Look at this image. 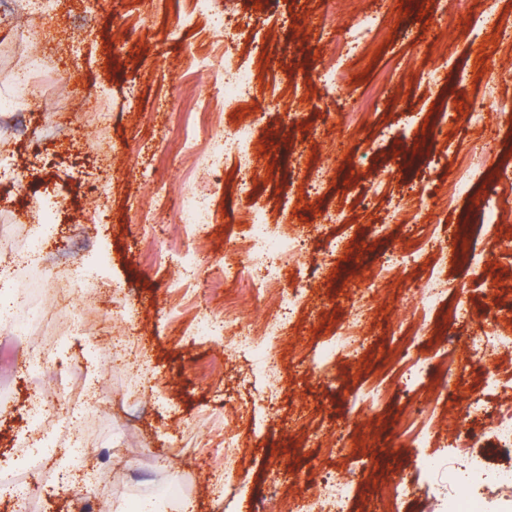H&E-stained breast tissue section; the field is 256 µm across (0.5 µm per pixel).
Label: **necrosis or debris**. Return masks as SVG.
I'll use <instances>...</instances> for the list:
<instances>
[{"label": "necrosis or debris", "mask_w": 512, "mask_h": 512, "mask_svg": "<svg viewBox=\"0 0 512 512\" xmlns=\"http://www.w3.org/2000/svg\"><path fill=\"white\" fill-rule=\"evenodd\" d=\"M175 9L183 14L184 24H194L204 18L213 34L223 36L222 44L204 53L197 61L198 67L210 77L217 91L201 105L202 126L185 130L183 156L195 165L206 168L209 175L220 172L225 156L237 159L238 175L235 195L242 206L236 215L241 227L238 238L229 240L227 246L237 256L234 264H224L212 271L211 281L223 284L225 278L247 277L251 281L250 294L254 297H271L276 311L263 324L261 330L245 328L241 322L238 305H225L215 311L200 301L201 289L194 282L199 276L202 256L197 249H171L166 261L178 270L170 283L172 292L181 294L191 305L190 330L200 338L224 337L229 349L249 353L253 371L274 383L279 379L277 354L271 341L279 336L288 316L306 297L304 286L285 288L282 283L283 263L298 259L305 249V242L295 231H282L271 224L266 210L250 205L255 191L257 169L255 127L265 111L266 101H279L276 86H269L267 99H259L257 80L248 69L235 62L238 37L233 33L224 16L223 0H172ZM376 15L363 16L355 26L345 27L336 38L332 50L333 61L323 64L316 77L320 89L335 95L346 84L345 74L339 73L335 58L350 55L373 31ZM247 113V120L223 129L220 114L224 111ZM56 209L41 210L37 230L29 232L25 242L0 252V325L15 336L33 337L37 328L47 319V308L60 299L71 300L72 306L55 336L47 343L33 345L26 357L10 356L6 368L14 375L24 377L27 388L24 400H17L13 391L0 385V419L8 420L23 414L25 426L16 445L22 450L20 460L28 474L46 471L57 455L64 454L72 461L70 473L58 475L52 489L64 493L77 483L79 472L88 467L89 461L80 452L84 445L80 429L88 415L98 413V405L88 400L87 371L66 361L53 359V352L65 350L75 328L84 326V316L92 308L95 298L88 287L87 273L74 269L50 270L44 263V253L49 248L58 223ZM178 222L175 232L183 238L201 241L215 221V212L208 195L188 190L181 194L178 204ZM444 248L434 237H415L399 249L390 262L380 265L372 274L381 282L398 275L404 267L417 264L423 257H430L425 281L417 283V309L419 319L404 339L405 353L393 362L391 373L399 379L413 381L423 368L421 357L408 351L427 327L429 314L440 303L448 286L446 270L441 262ZM369 295L359 293L356 305L338 327L335 336L323 350L324 357L342 354L355 357L364 346V329ZM472 360L487 372V381L497 389L493 405L481 400L467 403L468 420L480 426L483 436L496 447H512V321L495 323L490 331L471 334L466 338ZM252 413L247 406L230 408L224 415V436L211 446L209 454L223 458L224 471L209 474L204 487L212 493L223 491L235 465L241 462L240 429ZM467 420V421H468ZM465 423V422H464ZM464 423L454 421L447 429H440L433 419L432 406H422L412 413L405 424L410 442L424 444L436 435L448 441V459H430L426 466L440 496L448 504L449 512H483L486 503L512 499V458L495 460L493 454L478 448ZM466 483L468 492L459 495V483ZM350 487L336 478L323 477L312 493H301L289 505V512H347Z\"/></svg>", "instance_id": "obj_1"}]
</instances>
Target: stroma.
Returning a JSON list of instances; mask_svg holds the SVG:
<instances>
[{
  "label": "stroma",
  "instance_id": "obj_1",
  "mask_svg": "<svg viewBox=\"0 0 512 512\" xmlns=\"http://www.w3.org/2000/svg\"><path fill=\"white\" fill-rule=\"evenodd\" d=\"M227 2L230 23L241 39L237 62L307 98L306 107L295 112L288 95L281 96L257 126L259 179L252 204L268 210L271 223L283 230L291 224L323 227L322 238L283 269L285 284L308 282L313 291L290 332L275 343L278 396L263 406L259 432L243 429L245 457L225 493L200 495L214 465L205 445L210 430L224 428L225 403L260 400L264 385L250 377L247 355L225 350L221 340L191 336L186 305L169 292L174 269L154 260L175 242L176 212L158 216L152 227L139 218L153 182L167 184L175 200L190 187L208 193L216 221L202 248L209 264L223 263L224 239L237 230L233 218L239 201L229 189L236 160L225 158L220 179L204 180L182 164L178 136L180 127L200 119L197 103L209 92L210 80L194 60L214 37L203 25L182 26L170 0H61L47 31L39 110L28 119L26 137L7 144L26 188L12 191L9 204L0 206V249L20 244L27 228L37 223L33 199H64L78 211L90 186H107V209L89 214L84 223L63 225L53 252L56 265L90 271L92 286L100 291L87 320L100 336L94 379L108 406L84 424L86 451L95 458L103 442L116 441L107 465L117 477L105 495L90 480L86 494L53 497L46 493L54 477L49 471L30 480L22 506L26 512H86V502L94 501L102 510L122 508L165 479L193 500L195 512H248L257 500L272 504L297 495L289 482L273 480L277 470L286 468L310 485L327 471L350 483L349 512H381L384 487L402 479L418 488L412 512H448L442 498L434 496L425 466L429 457L447 456V440L439 437L418 448L400 431L405 415L439 386L440 361L447 353L458 369L454 385L435 405L437 421L464 416L463 395L494 401L483 368L468 357L465 338L491 326L493 317L512 315V253L497 248L498 240L512 239V223L488 233L477 229L478 213L489 198L483 182L451 208L432 199L461 174L460 143L484 146L486 175L512 166V106L489 97L484 81L474 76L478 68L495 78L512 76V62L493 67L480 56L484 33L472 18L474 0H461L451 28L443 23L442 0H426L421 13L400 11L398 0H381L376 10L382 32L338 61L348 89L330 99L321 95L315 76L332 43L317 39L313 28L357 23L354 0H333L327 14L322 0H277L274 13L260 18L247 0ZM433 73L439 82L430 81ZM60 74L68 78L62 89L56 80ZM475 109L484 112V123H468L467 114ZM102 112L110 113L109 124L99 123ZM451 115L459 131L457 141L448 144L436 132ZM421 139L429 141L428 150L409 162L407 146ZM308 167L325 173L318 194L310 196L300 181ZM409 194L423 200L422 223L384 225L387 210ZM334 210L340 211V221L325 222V212ZM414 234L459 245L457 256L447 260L445 302L431 312L424 335L411 349L427 360L421 380L407 390L386 372L400 351V337L415 322L412 284L425 279L422 265L377 284L356 360L338 357L324 371H307L301 355L315 357L344 320L358 288ZM335 238L345 247L331 260L324 250ZM103 248L112 255L104 269L97 264ZM474 250L487 260L486 273L478 279L467 265ZM116 280L146 306L126 328L154 356L146 380L112 366L117 303L107 288ZM205 300L216 310L242 304L252 324L272 311L267 300L251 299L242 282L206 291ZM460 300L468 309L460 324L449 325L448 307ZM380 383L389 389L387 403L354 409V397ZM313 430L343 434L356 446V455H327L309 439ZM128 459L148 470V477L123 472Z\"/></svg>",
  "mask_w": 512,
  "mask_h": 512
}]
</instances>
